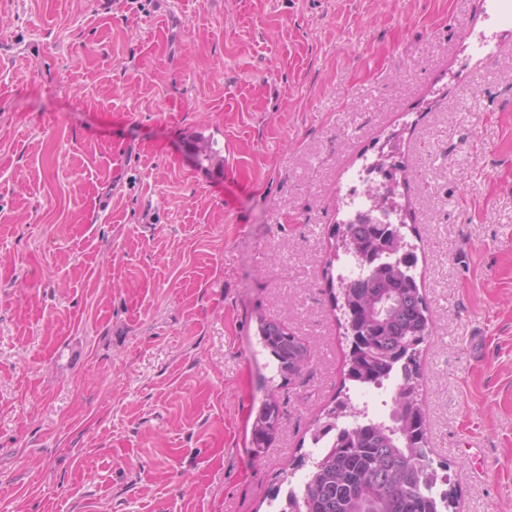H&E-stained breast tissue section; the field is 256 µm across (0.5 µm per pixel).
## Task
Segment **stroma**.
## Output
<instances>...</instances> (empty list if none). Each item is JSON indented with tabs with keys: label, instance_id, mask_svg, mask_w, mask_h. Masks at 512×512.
Wrapping results in <instances>:
<instances>
[{
	"label": "stroma",
	"instance_id": "1",
	"mask_svg": "<svg viewBox=\"0 0 512 512\" xmlns=\"http://www.w3.org/2000/svg\"><path fill=\"white\" fill-rule=\"evenodd\" d=\"M394 135L432 458L455 512H512L495 0H0V512H270L343 387L323 267L351 174ZM263 319L304 340L302 378L273 377ZM280 420V407L277 402L275 390L271 389L268 398L260 408L253 423V454L260 457L264 448H267L277 429L274 428Z\"/></svg>",
	"mask_w": 512,
	"mask_h": 512
}]
</instances>
